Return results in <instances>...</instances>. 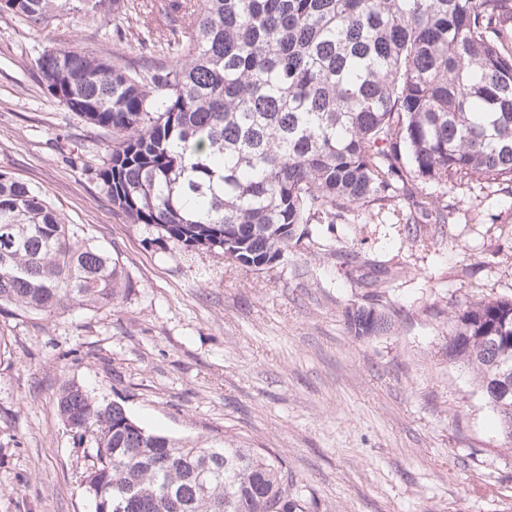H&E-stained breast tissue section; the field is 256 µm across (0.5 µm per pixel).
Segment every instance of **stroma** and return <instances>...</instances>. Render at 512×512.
<instances>
[{
	"label": "stroma",
	"instance_id": "35a3bbf8",
	"mask_svg": "<svg viewBox=\"0 0 512 512\" xmlns=\"http://www.w3.org/2000/svg\"><path fill=\"white\" fill-rule=\"evenodd\" d=\"M128 2L47 26L0 13V172L40 188L132 282L100 310L0 314V512H92V450L57 409L71 381L125 397L147 429L268 450L317 512H512V444L448 357L451 314L512 298V184L408 182L260 272L158 241L98 178L111 133L50 96L34 64L63 46L138 69L170 60L162 0ZM355 303L390 329L352 336Z\"/></svg>",
	"mask_w": 512,
	"mask_h": 512
}]
</instances>
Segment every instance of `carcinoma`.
I'll return each mask as SVG.
<instances>
[{
  "label": "carcinoma",
  "instance_id": "cac0c4a2",
  "mask_svg": "<svg viewBox=\"0 0 512 512\" xmlns=\"http://www.w3.org/2000/svg\"><path fill=\"white\" fill-rule=\"evenodd\" d=\"M121 0H0L36 24L94 19ZM185 39L139 73L66 48L42 51L48 93L112 131L98 176L112 206L158 239L270 269L311 225L405 190L409 180L512 183V0H168ZM132 287L119 260L84 241L42 192L0 173V307L51 313L117 304ZM370 339L388 318L345 311ZM448 356L470 366L512 444V299L454 314ZM64 424L93 451L95 512H313L286 463L233 441L177 439L77 383Z\"/></svg>",
  "mask_w": 512,
  "mask_h": 512
}]
</instances>
